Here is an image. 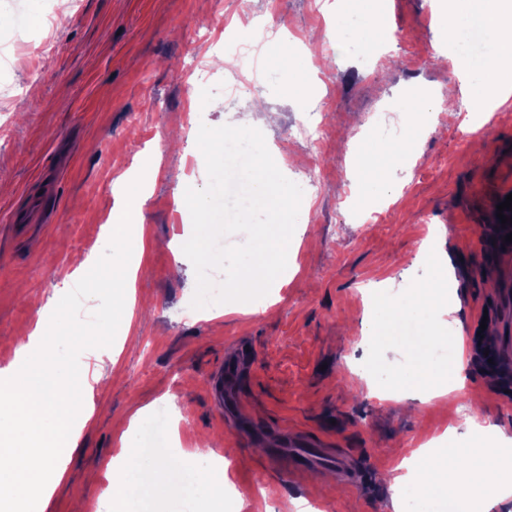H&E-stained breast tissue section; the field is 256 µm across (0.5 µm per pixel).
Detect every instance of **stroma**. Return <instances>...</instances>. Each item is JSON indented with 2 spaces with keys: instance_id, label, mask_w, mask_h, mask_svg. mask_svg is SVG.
I'll use <instances>...</instances> for the list:
<instances>
[{
  "instance_id": "stroma-1",
  "label": "stroma",
  "mask_w": 512,
  "mask_h": 512,
  "mask_svg": "<svg viewBox=\"0 0 512 512\" xmlns=\"http://www.w3.org/2000/svg\"><path fill=\"white\" fill-rule=\"evenodd\" d=\"M250 2L251 20L283 37L263 47L260 84L247 101L232 98L217 61L225 36L240 31L239 0H58L49 26L48 0L26 2L24 42L50 49L42 63L24 53L0 74V369L37 321L34 300L52 297L65 276L83 277L106 250L109 215L123 200L118 179L156 167L143 247L130 258L131 323L112 347L79 357L81 445L45 512H108L118 477L111 465L125 444L145 461L162 450L176 455L167 512H201L209 497L196 476L206 463L191 451L205 438L217 440L214 454L227 458L238 488L223 512H293L294 497L322 512H393L385 474L400 462L394 449L442 434L447 445L466 446L464 432L446 433L464 410L512 436V398L477 360L463 369V395L425 400V374L453 359L444 342L451 325L420 356L407 330L373 333L386 304L432 280L418 256L430 233L452 259L462 327L485 323L490 342L512 330V312L491 311L512 278V251L485 253L488 230L500 225L493 201L512 193V99L485 129L469 133L463 123L489 42L468 32L452 47L440 41L436 19L448 0H380L387 29L371 52L327 39L329 7ZM283 44L301 73L269 65ZM446 94L455 119L417 126L404 109ZM257 103L276 115L261 130L303 191L297 223L305 231L254 311L222 316L214 305L191 306L186 282L196 274L180 244L193 225L178 201L208 183L200 126L234 124ZM311 117L331 133L313 155L293 137ZM414 127V156L383 166L387 193L367 198L354 159L371 141L396 144ZM243 349L249 365L229 420L214 407L212 373ZM101 369L109 376L102 386ZM394 387L403 404L387 399ZM236 419L253 423L257 436L237 435ZM292 432L337 449L352 472L332 467L335 481L322 487L312 473L290 474L269 450Z\"/></svg>"
}]
</instances>
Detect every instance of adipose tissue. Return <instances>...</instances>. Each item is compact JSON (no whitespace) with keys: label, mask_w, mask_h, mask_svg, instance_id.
<instances>
[{"label":"adipose tissue","mask_w":512,"mask_h":512,"mask_svg":"<svg viewBox=\"0 0 512 512\" xmlns=\"http://www.w3.org/2000/svg\"><path fill=\"white\" fill-rule=\"evenodd\" d=\"M471 28L488 36L492 45L491 53L479 68L474 95L491 104L506 102L512 98V0H454L452 9L440 21L443 40L456 44L463 30ZM383 32L379 0H350L348 8L337 11L330 38L335 42L355 40L368 51L377 46ZM415 150L416 141L411 135L395 149L382 142L372 143L364 156L355 161L368 196L376 198L386 191L378 175L379 160L391 163L410 157ZM452 277L451 259H436L433 282L415 289L409 302L388 309L376 330L377 335L392 334L417 310L421 317L414 325L413 352L418 355L427 351L435 342V321L431 313L448 310L446 286ZM463 426L471 437L468 447H448L434 454L429 446H421L402 458L398 468L391 470V489H400L413 474L421 494L450 501L454 512H495L512 497V458L503 457L500 449L488 440L486 427L471 419L464 420ZM120 460L130 471L132 481L114 487L112 512H130L131 488L161 487L164 475L174 468L166 456L149 463L141 462L133 448L122 449Z\"/></svg>","instance_id":"adipose-tissue-1"}]
</instances>
